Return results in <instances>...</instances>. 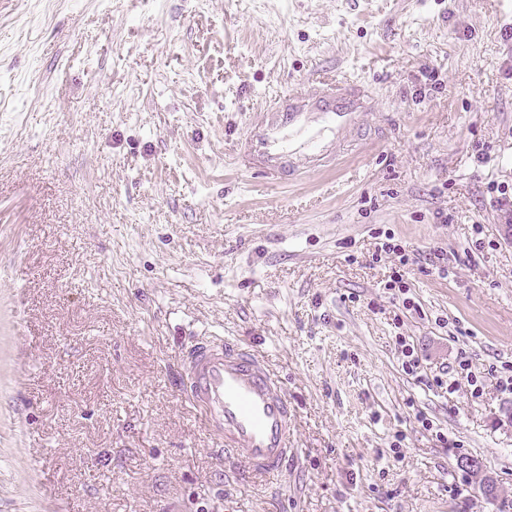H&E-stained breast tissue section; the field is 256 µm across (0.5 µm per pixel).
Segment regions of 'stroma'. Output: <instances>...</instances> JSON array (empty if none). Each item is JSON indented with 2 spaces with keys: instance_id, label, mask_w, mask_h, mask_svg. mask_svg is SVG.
<instances>
[{
  "instance_id": "obj_1",
  "label": "stroma",
  "mask_w": 512,
  "mask_h": 512,
  "mask_svg": "<svg viewBox=\"0 0 512 512\" xmlns=\"http://www.w3.org/2000/svg\"><path fill=\"white\" fill-rule=\"evenodd\" d=\"M511 26L512 0H0V512H498L462 457L512 500ZM327 78L375 97L355 151L239 169L250 115ZM196 336L282 377L283 483L184 397ZM462 351L481 394L431 382ZM393 236H386V242H383L381 244V251H384L385 253H392L397 256L399 265L398 269L393 271V275L390 276L391 280L390 283H393L391 287L396 288V284H404L403 281V273H406L404 271L405 267L409 265H413L414 263H417V257L415 253L410 252L406 249V246H403L401 244H392L389 242L390 240H393ZM398 350L401 355L402 369L407 375L419 376L422 367V357L415 350L414 345L407 342L405 337L397 338Z\"/></svg>"
}]
</instances>
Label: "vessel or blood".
<instances>
[{"instance_id":"b4317fda","label":"vessel or blood","mask_w":512,"mask_h":512,"mask_svg":"<svg viewBox=\"0 0 512 512\" xmlns=\"http://www.w3.org/2000/svg\"><path fill=\"white\" fill-rule=\"evenodd\" d=\"M367 93L357 82L328 79L319 92L289 96L250 117L233 146L238 164L275 179L331 163L336 136L359 124ZM182 391L224 442L246 478L282 479L297 455L290 442L296 409L280 377L252 347L200 337L181 355Z\"/></svg>"}]
</instances>
